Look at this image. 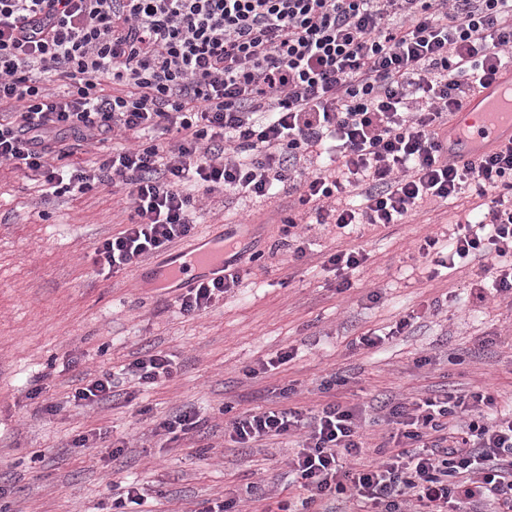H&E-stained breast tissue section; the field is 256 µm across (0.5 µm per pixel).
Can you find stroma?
Segmentation results:
<instances>
[{
	"instance_id": "1",
	"label": "stroma",
	"mask_w": 512,
	"mask_h": 512,
	"mask_svg": "<svg viewBox=\"0 0 512 512\" xmlns=\"http://www.w3.org/2000/svg\"><path fill=\"white\" fill-rule=\"evenodd\" d=\"M292 203L285 195L207 203L195 235L225 230L263 258L208 312L184 315L173 294L137 287L134 270L102 275L88 261L98 241L124 227L121 192L102 185L51 196L0 164V512H112L119 485L131 481L147 494L145 512H200L203 501L250 482L280 490L293 445L280 438L259 450L225 447L223 408L310 407L333 373L347 380L340 397L374 407L450 389L512 397V303L476 302L475 268L434 278L415 251L470 200L426 205L406 223L368 226L359 237L311 225L299 260L281 231ZM349 246L369 259L340 294L322 263ZM441 295L447 303L431 308ZM411 312L417 319L407 335L377 352L355 348L357 337ZM288 347L297 351L291 362L247 376L249 366ZM148 351L168 354L177 375L150 387L120 385L92 409L69 403L85 374L118 371ZM423 356L431 364L417 366ZM288 384L297 392L286 399ZM49 403L60 412L47 414ZM186 407L205 418L202 429L161 440L156 424ZM92 429L107 446L74 447ZM118 439L127 446L116 459L110 444Z\"/></svg>"
}]
</instances>
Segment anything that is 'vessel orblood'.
I'll list each match as a JSON object with an SVG mask.
<instances>
[{
    "label": "vessel or blood",
    "instance_id": "1",
    "mask_svg": "<svg viewBox=\"0 0 512 512\" xmlns=\"http://www.w3.org/2000/svg\"><path fill=\"white\" fill-rule=\"evenodd\" d=\"M512 145V65L487 81L463 105L448 126L449 164L461 165ZM228 258L223 236L207 238L183 251L169 264L156 268L155 277L166 287L181 290L224 276Z\"/></svg>",
    "mask_w": 512,
    "mask_h": 512
}]
</instances>
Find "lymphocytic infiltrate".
<instances>
[{
  "instance_id": "obj_1",
  "label": "lymphocytic infiltrate",
  "mask_w": 512,
  "mask_h": 512,
  "mask_svg": "<svg viewBox=\"0 0 512 512\" xmlns=\"http://www.w3.org/2000/svg\"><path fill=\"white\" fill-rule=\"evenodd\" d=\"M512 54V0H0V162L55 194L109 183L127 204L124 229L90 259L114 274L189 237L200 199L297 195L283 233L306 255L303 224L340 230L403 223L423 204L472 192L476 212L447 241L417 252L432 276L478 263L475 298H512V146L462 165L442 158L448 118ZM60 82L55 93L50 83ZM137 139L97 168L67 165L89 139ZM328 163L310 168L317 147ZM239 271L180 294L200 314L231 294ZM126 371L171 380L168 355ZM234 416L238 448L295 438L288 476L298 495L256 499L277 512H512V401L486 389L389 402L377 461L364 462V405Z\"/></svg>"
}]
</instances>
